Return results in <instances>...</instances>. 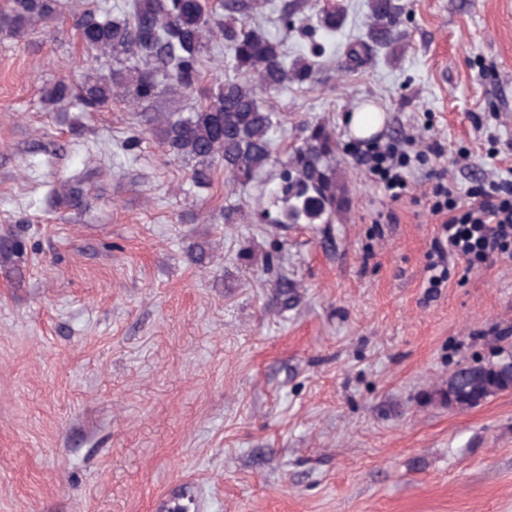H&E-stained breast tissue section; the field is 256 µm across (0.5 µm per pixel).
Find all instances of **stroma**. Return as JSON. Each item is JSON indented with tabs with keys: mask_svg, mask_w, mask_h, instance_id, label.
Here are the masks:
<instances>
[{
	"mask_svg": "<svg viewBox=\"0 0 512 512\" xmlns=\"http://www.w3.org/2000/svg\"><path fill=\"white\" fill-rule=\"evenodd\" d=\"M283 2L253 22L289 57L326 52L269 96L271 137L282 158L330 126L349 197L333 224L266 223L220 171L191 188L130 106L45 102L81 81L69 14L0 34V231L27 253L24 283L0 268V512H512V391L431 398L458 365L512 360V261H455L437 290L425 272L435 173L464 203L512 169V0H400V60L347 71L368 0H343L331 36L306 23L323 0L290 27ZM365 106L411 158L399 201L353 158Z\"/></svg>",
	"mask_w": 512,
	"mask_h": 512,
	"instance_id": "obj_1",
	"label": "stroma"
}]
</instances>
